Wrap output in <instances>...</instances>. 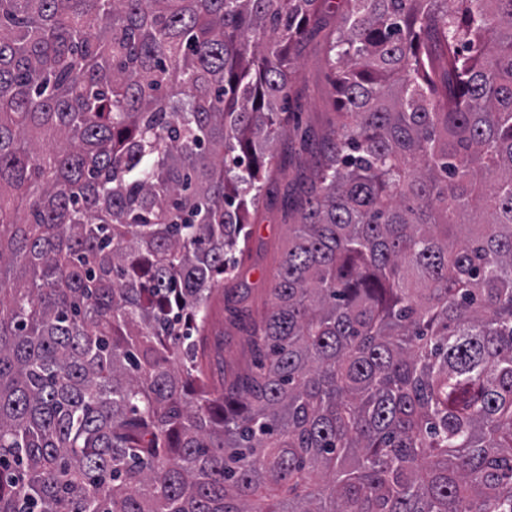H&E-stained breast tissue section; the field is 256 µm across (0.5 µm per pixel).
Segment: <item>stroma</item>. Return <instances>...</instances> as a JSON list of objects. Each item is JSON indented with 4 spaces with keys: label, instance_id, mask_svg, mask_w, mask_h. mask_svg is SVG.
<instances>
[{
    "label": "stroma",
    "instance_id": "35a3bbf8",
    "mask_svg": "<svg viewBox=\"0 0 512 512\" xmlns=\"http://www.w3.org/2000/svg\"><path fill=\"white\" fill-rule=\"evenodd\" d=\"M337 21V15L328 14L323 28L305 41L296 77V111L277 144L276 169L262 191L248 244L213 295L207 336L208 374L214 384L248 372L255 361L250 332L268 308V288L288 244L289 226L296 221L289 202L323 161L330 148L326 136L339 124L329 61L330 34Z\"/></svg>",
    "mask_w": 512,
    "mask_h": 512
}]
</instances>
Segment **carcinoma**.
<instances>
[{"label": "carcinoma", "mask_w": 512, "mask_h": 512, "mask_svg": "<svg viewBox=\"0 0 512 512\" xmlns=\"http://www.w3.org/2000/svg\"><path fill=\"white\" fill-rule=\"evenodd\" d=\"M344 121L213 393L333 0H0V512H512V0H339Z\"/></svg>", "instance_id": "carcinoma-1"}]
</instances>
